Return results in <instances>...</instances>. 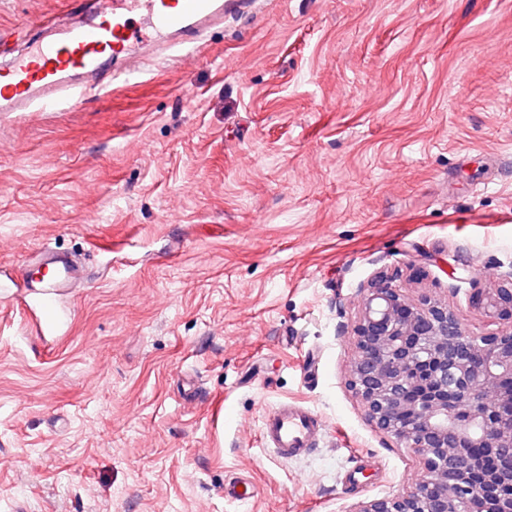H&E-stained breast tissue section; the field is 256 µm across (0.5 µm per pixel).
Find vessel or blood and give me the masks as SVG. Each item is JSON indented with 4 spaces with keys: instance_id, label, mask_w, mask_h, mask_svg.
<instances>
[{
    "instance_id": "vessel-or-blood-1",
    "label": "vessel or blood",
    "mask_w": 512,
    "mask_h": 512,
    "mask_svg": "<svg viewBox=\"0 0 512 512\" xmlns=\"http://www.w3.org/2000/svg\"><path fill=\"white\" fill-rule=\"evenodd\" d=\"M257 0H101L87 10L84 0H70L75 12L89 11L85 24L59 31L53 40L33 45L14 60L0 86V112H50L64 109L87 92H98L120 80L145 74L133 63L107 71L108 60L125 57L132 44L154 42L181 58L199 54L210 30L225 16L253 8ZM42 265L54 275L32 289L14 276L0 274V293L33 301L42 313L40 330L49 333L58 321L56 304L75 276L72 264L51 249L41 252ZM325 431L323 419L296 403L268 408L260 422V440L273 455L291 459L315 448Z\"/></svg>"
}]
</instances>
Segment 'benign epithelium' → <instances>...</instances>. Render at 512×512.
Instances as JSON below:
<instances>
[{
  "label": "benign epithelium",
  "mask_w": 512,
  "mask_h": 512,
  "mask_svg": "<svg viewBox=\"0 0 512 512\" xmlns=\"http://www.w3.org/2000/svg\"><path fill=\"white\" fill-rule=\"evenodd\" d=\"M470 301L504 325L472 335L448 304H414L384 276L362 289L349 387L371 424L414 449L423 469L409 489L349 512H512V273ZM475 448L496 468L479 470Z\"/></svg>",
  "instance_id": "7a95c632"
}]
</instances>
